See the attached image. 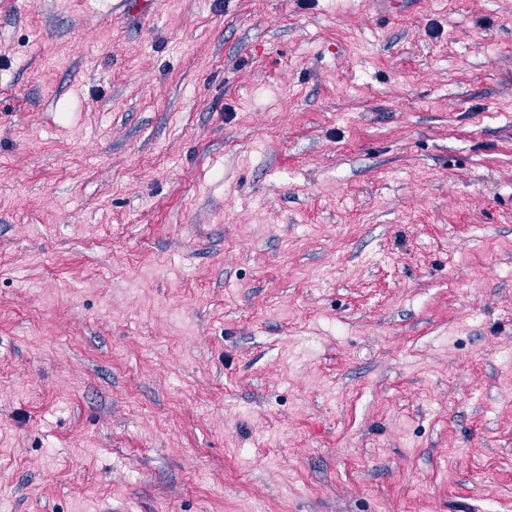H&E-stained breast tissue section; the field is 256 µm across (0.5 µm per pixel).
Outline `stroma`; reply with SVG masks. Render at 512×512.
Here are the masks:
<instances>
[{
	"label": "stroma",
	"mask_w": 512,
	"mask_h": 512,
	"mask_svg": "<svg viewBox=\"0 0 512 512\" xmlns=\"http://www.w3.org/2000/svg\"><path fill=\"white\" fill-rule=\"evenodd\" d=\"M9 512H512V0H0Z\"/></svg>",
	"instance_id": "1"
}]
</instances>
